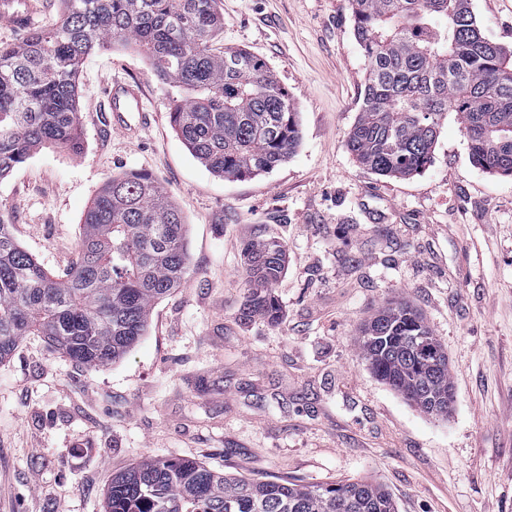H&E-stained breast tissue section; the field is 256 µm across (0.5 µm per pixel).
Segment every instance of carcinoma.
<instances>
[{"instance_id":"obj_1","label":"carcinoma","mask_w":512,"mask_h":512,"mask_svg":"<svg viewBox=\"0 0 512 512\" xmlns=\"http://www.w3.org/2000/svg\"><path fill=\"white\" fill-rule=\"evenodd\" d=\"M365 65L359 118L347 138L355 161L407 178L431 162L448 113L472 161L512 177V48L486 39L470 0H350ZM215 0H61L47 29L0 44V179L37 149L82 151L78 75L119 40L142 49L154 74L186 97L169 118L211 172L240 179L272 172L300 142L298 112L267 62L215 52ZM239 319L282 318L271 291L284 271L276 239L248 243ZM189 267L187 228L166 189L143 174L114 177L83 219L76 256L46 270L0 213V361L29 336L90 369L122 359L144 335L153 306ZM374 376L412 406L446 417L454 388L443 345L404 299L378 307L359 331ZM104 512H396L370 479L254 480L182 458L147 457L112 476Z\"/></svg>"}]
</instances>
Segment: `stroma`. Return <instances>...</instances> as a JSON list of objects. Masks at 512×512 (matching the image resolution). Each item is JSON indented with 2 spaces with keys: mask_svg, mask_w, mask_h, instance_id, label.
I'll return each mask as SVG.
<instances>
[{
  "mask_svg": "<svg viewBox=\"0 0 512 512\" xmlns=\"http://www.w3.org/2000/svg\"><path fill=\"white\" fill-rule=\"evenodd\" d=\"M489 40L512 46V0H472ZM217 50L266 60L300 116L272 172L212 174L169 121L171 89L122 42L79 74L83 150L34 153L0 179V212L48 270H67L92 199L112 177L150 176L188 224L190 268L121 360L89 369L30 336L0 361V512H103L108 483L144 457L194 459L256 478L371 475L398 512H512V178L469 154L455 116L430 165L406 179L346 148L364 59L349 0H216ZM139 79L155 115L108 132L103 89ZM276 238L284 319L243 324V248ZM409 299L448 353L447 419L377 381L358 329Z\"/></svg>",
  "mask_w": 512,
  "mask_h": 512,
  "instance_id": "stroma-1",
  "label": "stroma"
}]
</instances>
